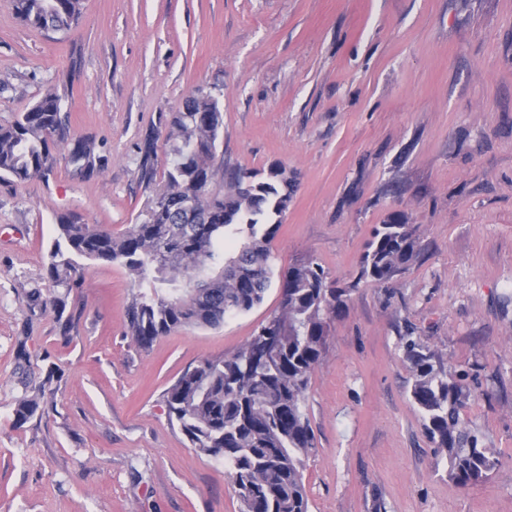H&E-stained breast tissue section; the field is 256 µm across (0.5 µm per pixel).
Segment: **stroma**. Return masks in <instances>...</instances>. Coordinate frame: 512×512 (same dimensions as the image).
Wrapping results in <instances>:
<instances>
[{
	"label": "stroma",
	"instance_id": "obj_1",
	"mask_svg": "<svg viewBox=\"0 0 512 512\" xmlns=\"http://www.w3.org/2000/svg\"><path fill=\"white\" fill-rule=\"evenodd\" d=\"M63 86L71 133L95 139L102 169L85 177L59 148L48 179L0 180V512H240L227 469L162 395L236 353L310 257L351 289L307 392L310 512H512V0H86L66 33L0 0V123ZM198 90L221 103L225 171L277 161L297 176L263 302L143 350L126 321L140 285L91 261L62 334L30 301L54 292L58 216L115 233L144 222L173 157L166 119ZM395 213L419 260L357 282ZM409 333L469 371L462 415L498 459L486 483L455 486L435 456L409 398ZM47 382L44 413L16 426L19 399Z\"/></svg>",
	"mask_w": 512,
	"mask_h": 512
}]
</instances>
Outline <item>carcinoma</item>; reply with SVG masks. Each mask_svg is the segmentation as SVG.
Here are the masks:
<instances>
[{
    "mask_svg": "<svg viewBox=\"0 0 512 512\" xmlns=\"http://www.w3.org/2000/svg\"><path fill=\"white\" fill-rule=\"evenodd\" d=\"M15 12L39 31H68L85 0H13ZM66 94L49 90L12 122L0 124V179H47L64 144L68 161L86 174L100 170L96 143L71 135L61 114ZM173 159L148 218L120 234L63 215L47 275L64 292L50 299L67 328L66 299L83 279L81 260L119 263L150 293L132 297L127 323L135 345L147 349L186 326L216 327L261 304L271 285L270 244L288 210L295 176L275 162L270 174L237 170L218 180L217 146L223 113L217 98L198 92L170 114ZM412 225L394 214L374 227L358 263L356 282L338 287L316 259L288 269L280 311L234 355L185 370L163 393L168 417L197 451L224 462L241 512H309L304 457L314 434L304 405L311 375L325 350L329 323L361 281L386 285L419 259ZM412 373L410 398L425 433L459 487L482 483L497 460L461 410L472 395L468 373L450 371L419 337H402ZM40 408L35 398L17 403L21 426Z\"/></svg>",
    "mask_w": 512,
    "mask_h": 512,
    "instance_id": "carcinoma-1",
    "label": "carcinoma"
}]
</instances>
